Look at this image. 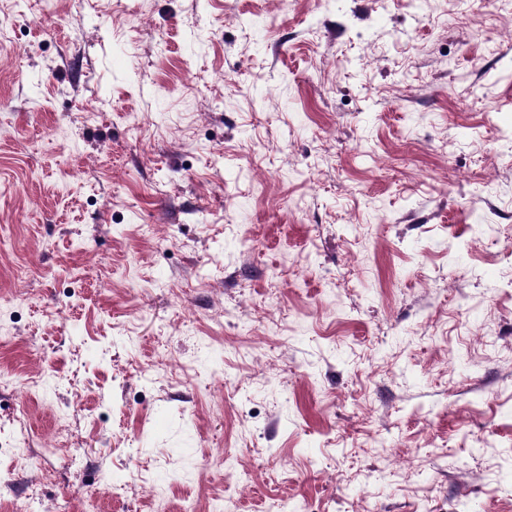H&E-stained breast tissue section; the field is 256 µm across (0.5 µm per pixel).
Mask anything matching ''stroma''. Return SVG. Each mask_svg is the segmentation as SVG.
Listing matches in <instances>:
<instances>
[{"mask_svg":"<svg viewBox=\"0 0 512 512\" xmlns=\"http://www.w3.org/2000/svg\"><path fill=\"white\" fill-rule=\"evenodd\" d=\"M1 479L512 512V0H0Z\"/></svg>","mask_w":512,"mask_h":512,"instance_id":"1","label":"stroma"}]
</instances>
